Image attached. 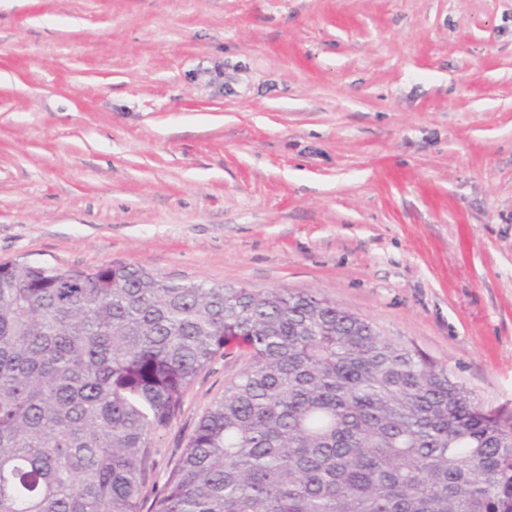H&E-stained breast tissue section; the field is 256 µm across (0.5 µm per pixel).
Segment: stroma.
<instances>
[{
	"label": "stroma",
	"mask_w": 512,
	"mask_h": 512,
	"mask_svg": "<svg viewBox=\"0 0 512 512\" xmlns=\"http://www.w3.org/2000/svg\"><path fill=\"white\" fill-rule=\"evenodd\" d=\"M6 261L313 292L512 416V0H0Z\"/></svg>",
	"instance_id": "1"
}]
</instances>
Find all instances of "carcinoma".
Returning a JSON list of instances; mask_svg holds the SVG:
<instances>
[{
	"mask_svg": "<svg viewBox=\"0 0 512 512\" xmlns=\"http://www.w3.org/2000/svg\"><path fill=\"white\" fill-rule=\"evenodd\" d=\"M225 383L152 512H512V419L312 293L0 263V512H138L152 438Z\"/></svg>",
	"mask_w": 512,
	"mask_h": 512,
	"instance_id": "obj_1",
	"label": "carcinoma"
}]
</instances>
